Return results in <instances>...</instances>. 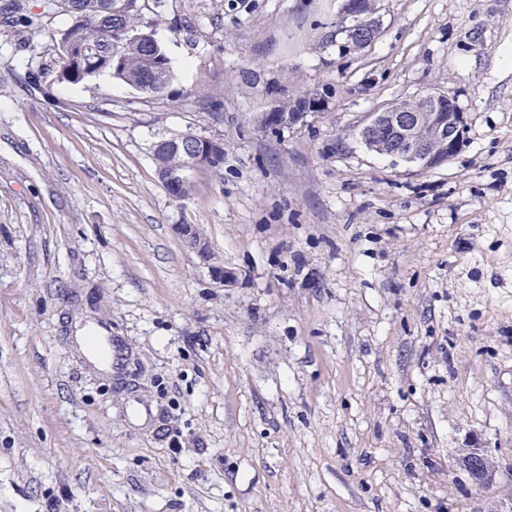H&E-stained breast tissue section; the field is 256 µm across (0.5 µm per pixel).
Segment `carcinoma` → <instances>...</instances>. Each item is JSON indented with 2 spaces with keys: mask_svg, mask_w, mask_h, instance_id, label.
Segmentation results:
<instances>
[{
  "mask_svg": "<svg viewBox=\"0 0 512 512\" xmlns=\"http://www.w3.org/2000/svg\"><path fill=\"white\" fill-rule=\"evenodd\" d=\"M61 11L71 23L61 34V40L73 50L92 46L93 51L77 64L61 59V75L71 83H80L91 74L112 73V54L121 56V71L117 79L139 88L154 74L172 78L169 58L154 31L142 22L137 9L140 0H126L121 16L112 20L113 0H60Z\"/></svg>",
  "mask_w": 512,
  "mask_h": 512,
  "instance_id": "1",
  "label": "carcinoma"
}]
</instances>
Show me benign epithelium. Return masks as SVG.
Listing matches in <instances>:
<instances>
[{
	"mask_svg": "<svg viewBox=\"0 0 512 512\" xmlns=\"http://www.w3.org/2000/svg\"><path fill=\"white\" fill-rule=\"evenodd\" d=\"M346 11L363 17L354 27L355 42L364 48L380 33L374 0H346ZM421 110L403 106H389L372 114L369 123L361 131V137L372 151H379L376 135L385 133L402 146L399 157L431 168L448 160L459 150L466 127V116L456 101L444 94L430 92L420 97ZM320 106L319 99L306 95L297 100L296 109L288 113V119L313 111ZM220 143L192 133L162 138L153 146L154 160L159 162L158 177L167 193L176 200H184L190 194L188 171L206 167L221 153ZM173 154L178 166L170 168L160 158ZM178 230L185 242L203 258H208V245L196 233L192 224H181ZM464 467L478 482L486 478L487 458L485 451L477 448L465 458Z\"/></svg>",
	"mask_w": 512,
	"mask_h": 512,
	"instance_id": "7a95c632",
	"label": "benign epithelium"
}]
</instances>
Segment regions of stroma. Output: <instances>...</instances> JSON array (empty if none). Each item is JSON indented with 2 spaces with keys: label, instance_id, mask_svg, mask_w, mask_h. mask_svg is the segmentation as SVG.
<instances>
[{
  "label": "stroma",
  "instance_id": "stroma-1",
  "mask_svg": "<svg viewBox=\"0 0 512 512\" xmlns=\"http://www.w3.org/2000/svg\"><path fill=\"white\" fill-rule=\"evenodd\" d=\"M140 3L159 94L61 81L68 15L0 0V512H512V0H378L361 50L343 0ZM427 92L454 156L365 148ZM184 133L224 165L177 201ZM103 323L112 375L74 344ZM420 101V111L390 105L381 112H374L361 131L368 149L379 151L376 135L385 133L402 146L398 157L423 168L440 165L458 151L466 127V116L456 101L434 92L422 95ZM421 111L430 116L427 127ZM220 143L203 138L192 133L179 134L169 138H162L153 146V157L158 162V177L167 193L176 200H184L190 194L188 171L206 167L214 160L215 155L221 153ZM169 153L167 161L178 166L170 168L160 161V157Z\"/></svg>",
  "mask_w": 512,
  "mask_h": 512
}]
</instances>
